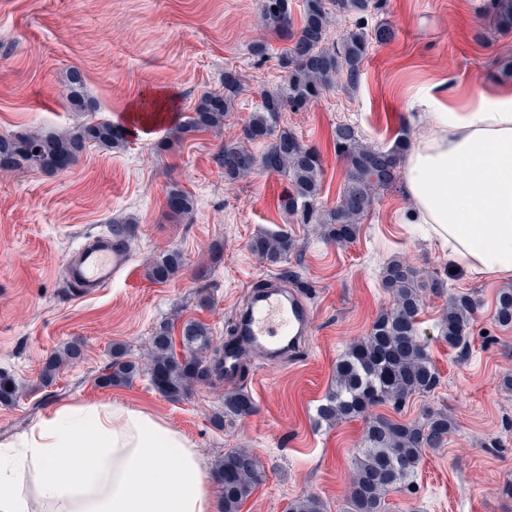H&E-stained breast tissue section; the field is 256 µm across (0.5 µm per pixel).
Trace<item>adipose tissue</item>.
<instances>
[{"instance_id":"obj_1","label":"adipose tissue","mask_w":512,"mask_h":512,"mask_svg":"<svg viewBox=\"0 0 512 512\" xmlns=\"http://www.w3.org/2000/svg\"><path fill=\"white\" fill-rule=\"evenodd\" d=\"M418 100L427 126L402 159L410 223L468 275L512 277V93ZM211 483L181 432L116 401L59 406L0 443V512H218Z\"/></svg>"}]
</instances>
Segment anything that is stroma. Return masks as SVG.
Segmentation results:
<instances>
[{
  "label": "stroma",
  "instance_id": "stroma-1",
  "mask_svg": "<svg viewBox=\"0 0 512 512\" xmlns=\"http://www.w3.org/2000/svg\"><path fill=\"white\" fill-rule=\"evenodd\" d=\"M368 24L387 25L394 37L372 48L358 83H335L307 110L280 117V127L321 154L322 209L336 205L347 177L332 141L336 125L356 126L364 143L388 148L416 137L406 117L418 90L440 88V100L455 107L479 90L512 92L501 74L512 61V32L498 30L491 0H383ZM259 43L268 47L262 59L253 54ZM286 46L262 25L259 0H0V136L74 132L101 119L126 138L118 149L86 145L61 173L0 168V375L20 386L15 402L0 404V442L65 403L124 402L180 430L206 468L229 449L252 452L263 478L241 512H288L307 496L320 498L326 512H345L366 423L329 424L318 408L337 360L392 306L382 272L399 260L439 283L423 293L418 335L440 381L401 408L375 411L406 422L441 411L454 426L445 445L426 449L414 475L389 493L388 512H512V390L502 385L512 375V327L493 318L497 292L512 287V278L451 272L422 225L409 223L403 182L374 197L355 240L341 246L284 210V176L258 168L228 180L214 162L224 143L239 138L262 94L282 84ZM75 70L93 111L67 104ZM228 70L241 74L244 87L223 128L174 139L204 95L223 91ZM150 101L163 104L161 116L146 117ZM173 184L193 197L190 219L168 213ZM116 217L134 228L129 269L99 294L80 296L64 267ZM261 232L288 235L292 247L278 263L251 252ZM173 249L183 255L175 278L149 280V263ZM284 272L310 307V334L300 357H246L249 413L213 425L228 391L221 381L197 384L177 401L144 373L126 386L96 385L113 345L138 359L161 323L178 330L201 321L224 341L252 286ZM459 293L478 302L463 356L441 337L448 302ZM72 342L82 347L80 360L43 384L46 359Z\"/></svg>",
  "mask_w": 512,
  "mask_h": 512
}]
</instances>
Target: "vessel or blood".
Listing matches in <instances>:
<instances>
[{"mask_svg": "<svg viewBox=\"0 0 512 512\" xmlns=\"http://www.w3.org/2000/svg\"><path fill=\"white\" fill-rule=\"evenodd\" d=\"M129 263L126 238L97 239L82 245L66 267L78 294L90 296L112 284ZM311 313L300 298L272 284L256 290L239 313V341L224 349V380L235 384L247 353L282 357L293 352L309 330Z\"/></svg>", "mask_w": 512, "mask_h": 512, "instance_id": "obj_1", "label": "vessel or blood"}]
</instances>
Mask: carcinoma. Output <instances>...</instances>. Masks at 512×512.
<instances>
[{
	"instance_id": "cac0c4a2",
	"label": "carcinoma",
	"mask_w": 512,
	"mask_h": 512,
	"mask_svg": "<svg viewBox=\"0 0 512 512\" xmlns=\"http://www.w3.org/2000/svg\"><path fill=\"white\" fill-rule=\"evenodd\" d=\"M496 18L504 30H512V0H494ZM378 8L372 0H303L301 28H290V0H261L263 25L291 41L282 59L286 81L275 91L264 93L262 102L249 118L242 137L224 144L214 156L217 167L229 180L247 177L261 164L250 144L265 141L263 155L277 160L276 172L289 178L291 197L283 201L302 224L319 225L326 240L349 243L357 235L359 224L368 213L373 196L396 180L399 157L404 143L390 149L370 146L361 140L355 127L339 124L334 131L336 151L347 164V180L337 205L318 211L315 202L320 192V161L316 152L305 146L290 131L278 128L281 113L301 112L315 102L341 76L347 84L357 83L371 42L385 43L392 37L389 28L379 25L369 34L365 20ZM353 15L356 29L339 40L328 43V26L333 18ZM241 88L240 75L224 72V92L203 97L191 120L178 128L179 135L218 129L224 125L232 97ZM67 100L84 112L94 110L82 91L80 75L73 76L66 92ZM112 149L126 139L110 121L91 122L78 133L0 137V167L24 173L31 169L57 171L66 161L77 162L87 143ZM167 207L171 216L188 219L192 215L191 197L172 186L167 191ZM251 251L275 263L288 250V239L279 234H264L250 243ZM182 266L177 251L159 255L148 267L147 277L157 282L172 279ZM384 288L392 295L393 306L372 323L368 336L352 344L337 361L334 387L318 410L327 422L346 420L369 413L378 404L395 408L415 394H428L439 384V374L425 344L417 336V316L426 285L419 270L400 261L387 264ZM477 305L469 294H458L448 304L442 320L441 335L448 347L465 351V331ZM496 322L512 326V288L502 289L494 308ZM184 354L176 356L170 323L161 325L149 341L145 362L125 359L119 346L112 351V362L106 373L98 377L102 388L124 386L141 372L150 374L156 390L176 399L185 395L196 383H209L223 377L220 365L224 346L217 344L203 323L189 321L181 336ZM80 351L70 345L50 355L41 379L50 384L61 366L77 359ZM19 395L15 380L0 376V403L14 402ZM247 393L237 390L224 398L226 412L213 415L217 427L224 426L225 413L241 414L250 409ZM453 428L448 414L431 411L423 420L402 422L383 416H370L354 459L347 512H386L387 495L415 472L428 448H439ZM262 478L257 457L245 450L232 448L214 466V479L224 501V512H240L243 501ZM289 512H324L323 502L313 496L290 504Z\"/></svg>"
}]
</instances>
